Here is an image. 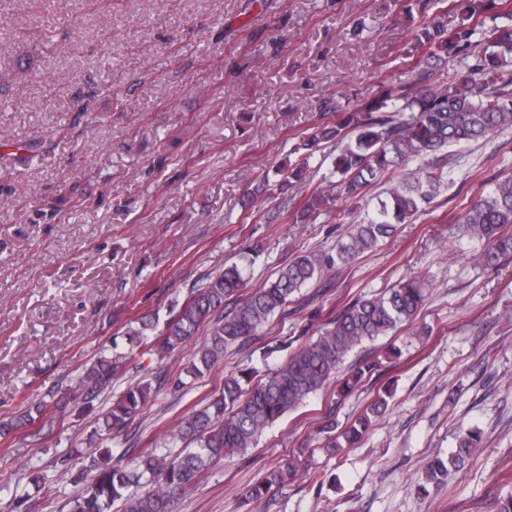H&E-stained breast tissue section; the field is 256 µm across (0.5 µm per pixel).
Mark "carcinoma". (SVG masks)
<instances>
[{
	"mask_svg": "<svg viewBox=\"0 0 512 512\" xmlns=\"http://www.w3.org/2000/svg\"><path fill=\"white\" fill-rule=\"evenodd\" d=\"M462 4L461 22L452 29L436 16L420 22L412 52L424 54L427 62L465 60L467 70L448 78L419 63L411 81L384 86L374 97L341 113L336 122L316 128L297 147L301 160L279 180L280 192L307 180L311 158L325 142L335 143L338 150L334 174L341 194L348 201H360L370 182L390 168L512 129V74L504 70L512 60V6L506 0H462ZM447 180L443 167L407 173L389 185L386 199L377 207L364 209L360 222L331 252L300 255L281 267L274 279L251 290L246 289L243 268L226 267L192 289L163 327L150 315L141 317L138 326L126 333L129 344L138 347L148 338L156 350L169 353L204 329L207 337L196 350L189 373L205 376L224 361L228 348L259 338L271 318L284 312L292 297L325 268L348 265L376 250L397 225L423 211ZM327 193L324 187L314 188L305 211L313 213L325 205ZM460 222L469 237L486 242L479 255L486 266L495 267L501 258L511 257L512 233L506 229L512 228V176L498 179L489 193L475 198ZM425 296L423 282L404 279L380 294L344 305L315 339L287 354L265 378L255 382L244 371L226 374L223 387L207 405L179 419L174 436L186 442V448L177 455L164 452L160 445L122 466L112 464V449H93L78 474L86 485L69 501V512H111L116 501L122 502V512H176L180 496L193 489L208 469L254 446L269 427L322 390L354 349L415 318ZM117 369L112 357L99 356L66 396L50 402L35 399L22 414L1 420L0 436L36 424L50 410L63 416L72 404L92 403L112 387ZM373 370V364L366 362L350 372L340 392L351 391ZM152 390L149 381L128 385L120 401L97 419L92 437L103 442L120 435L148 404ZM387 397V391L377 395L361 416L340 431L332 417H325L320 425L323 448L334 453L358 443L372 418L387 405ZM456 439L457 449L448 460L427 463L429 482L439 484L459 472L467 456L480 447L482 436L471 428L458 431ZM300 462L287 458L268 471L247 488L244 505L285 486L297 475Z\"/></svg>",
	"mask_w": 512,
	"mask_h": 512,
	"instance_id": "carcinoma-1",
	"label": "carcinoma"
}]
</instances>
